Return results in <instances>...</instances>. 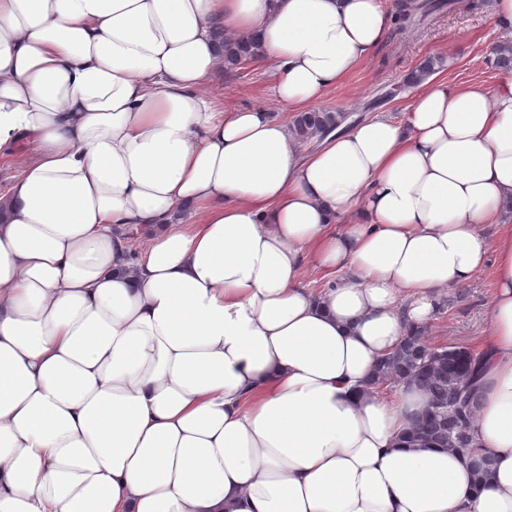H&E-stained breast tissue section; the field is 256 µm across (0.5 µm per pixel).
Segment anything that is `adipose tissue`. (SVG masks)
Masks as SVG:
<instances>
[{
	"instance_id": "1",
	"label": "adipose tissue",
	"mask_w": 512,
	"mask_h": 512,
	"mask_svg": "<svg viewBox=\"0 0 512 512\" xmlns=\"http://www.w3.org/2000/svg\"><path fill=\"white\" fill-rule=\"evenodd\" d=\"M391 23L383 0H0V154L37 150L0 195V512H512V71L427 78L310 154L202 93L221 31L305 111ZM488 264L479 484L468 451L404 443L422 390L367 382ZM470 466L477 482L486 478L494 468L495 458L493 454L485 449L473 450L470 452Z\"/></svg>"
}]
</instances>
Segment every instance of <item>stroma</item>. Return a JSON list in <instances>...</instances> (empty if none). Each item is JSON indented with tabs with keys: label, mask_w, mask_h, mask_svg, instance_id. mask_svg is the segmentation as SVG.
Here are the masks:
<instances>
[{
	"label": "stroma",
	"mask_w": 512,
	"mask_h": 512,
	"mask_svg": "<svg viewBox=\"0 0 512 512\" xmlns=\"http://www.w3.org/2000/svg\"><path fill=\"white\" fill-rule=\"evenodd\" d=\"M496 0L481 8L434 14L423 25L391 28L369 58L354 68L323 103L357 122L385 114L402 117L418 90L405 86L408 75L426 60H434V77L451 85H494L502 73L492 49L506 40L495 21ZM205 90L218 96L225 109L262 104L284 121L293 114L277 104L265 65L254 63L229 76L217 72ZM493 294L491 270H483L467 286L449 289L448 303L427 326L434 342L480 349L488 329Z\"/></svg>",
	"instance_id": "obj_1"
}]
</instances>
